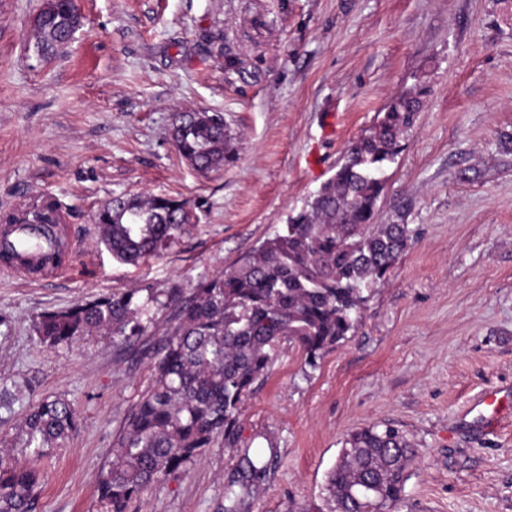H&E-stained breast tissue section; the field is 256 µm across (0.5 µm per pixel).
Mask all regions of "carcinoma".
<instances>
[{
  "mask_svg": "<svg viewBox=\"0 0 512 512\" xmlns=\"http://www.w3.org/2000/svg\"><path fill=\"white\" fill-rule=\"evenodd\" d=\"M77 23L72 0H47L35 17L36 49L44 57L65 47ZM424 91L411 88L347 149L344 162L309 208L292 216L235 265L199 278L177 301L174 324L153 362L150 389L125 419L112 444V465L97 478L102 512H127L150 484L198 459L216 440L236 445L237 428L252 385L273 364L287 340L313 367L357 329L374 288L414 238L408 224L376 223L385 169L413 128ZM172 139L197 171L224 165L232 137L224 116L207 111L179 115ZM100 242L126 264L160 255L191 223L187 204L167 195L117 197L94 215ZM167 303L151 290H131L76 302L37 316L42 344H72L93 334L112 341L146 336L154 311ZM79 412L63 398L31 403L22 442L0 439V512H33L39 471L15 453L42 458L73 435ZM415 458L399 430L378 425L348 435L326 480L329 512H391L402 498ZM249 479L229 494L244 498L265 471L262 453L244 452Z\"/></svg>",
  "mask_w": 512,
  "mask_h": 512,
  "instance_id": "1",
  "label": "carcinoma"
}]
</instances>
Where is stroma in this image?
<instances>
[{"label": "stroma", "mask_w": 512, "mask_h": 512, "mask_svg": "<svg viewBox=\"0 0 512 512\" xmlns=\"http://www.w3.org/2000/svg\"><path fill=\"white\" fill-rule=\"evenodd\" d=\"M45 3L0 0V225L56 203L68 255L49 277L0 263V383L15 396L0 436H19L46 396L73 402L81 425L38 460L34 512H100L96 478L174 310L156 334L58 347L40 342L36 317L134 288L189 295L305 208L417 84L422 108L376 217L417 237L356 334L313 367L282 344L236 447L216 442L129 512H224L247 450L268 468L238 512H322L344 438L370 425L416 450L395 512H512V0H78L80 28L48 59L32 26ZM198 110L223 113L236 137L204 173L171 138L174 114ZM133 194L187 201L191 222L129 265L98 244L92 216Z\"/></svg>", "instance_id": "1"}]
</instances>
